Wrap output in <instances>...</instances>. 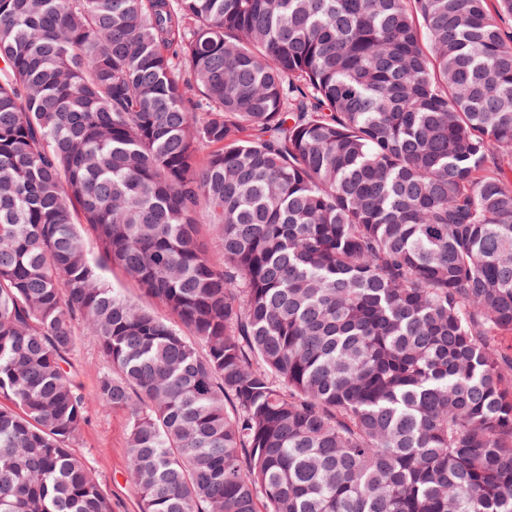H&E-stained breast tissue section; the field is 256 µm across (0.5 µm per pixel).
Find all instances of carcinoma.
I'll list each match as a JSON object with an SVG mask.
<instances>
[{"instance_id":"obj_1","label":"carcinoma","mask_w":512,"mask_h":512,"mask_svg":"<svg viewBox=\"0 0 512 512\" xmlns=\"http://www.w3.org/2000/svg\"><path fill=\"white\" fill-rule=\"evenodd\" d=\"M488 2L0 0V512H112L80 324L140 512H512ZM107 276H108L109 281L111 282L113 288H117L120 292H122L127 297H129L133 300H136L137 302H139L140 304L144 305L147 308H150L157 315L167 318L171 321H174V319L168 314V312L160 304L143 296L133 282L125 279L118 272H115L113 274L112 271H110V270L107 271ZM76 385L88 398V423L70 447L97 475L103 491L112 498L113 512H140L139 499L127 481V413L101 409L94 398L100 377L107 371L96 341L81 335L71 353Z\"/></svg>"}]
</instances>
